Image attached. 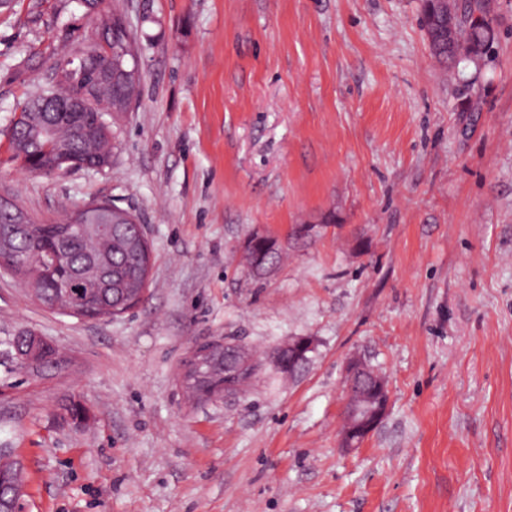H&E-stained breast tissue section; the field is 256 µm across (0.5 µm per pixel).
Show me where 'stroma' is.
Instances as JSON below:
<instances>
[{"mask_svg":"<svg viewBox=\"0 0 512 512\" xmlns=\"http://www.w3.org/2000/svg\"><path fill=\"white\" fill-rule=\"evenodd\" d=\"M103 6L137 38L140 99L110 170L49 176L9 161L12 120L92 24L81 0L0 11V194L45 221L112 200L152 255L143 301L99 320L0 271V332L70 361L0 403L24 512H512V0H493L491 57L455 68L422 0ZM256 232L285 256L259 276ZM295 336L315 346L291 374ZM225 339L257 355L251 382L189 399L183 361ZM353 356L390 402L348 451Z\"/></svg>","mask_w":512,"mask_h":512,"instance_id":"stroma-1","label":"stroma"}]
</instances>
